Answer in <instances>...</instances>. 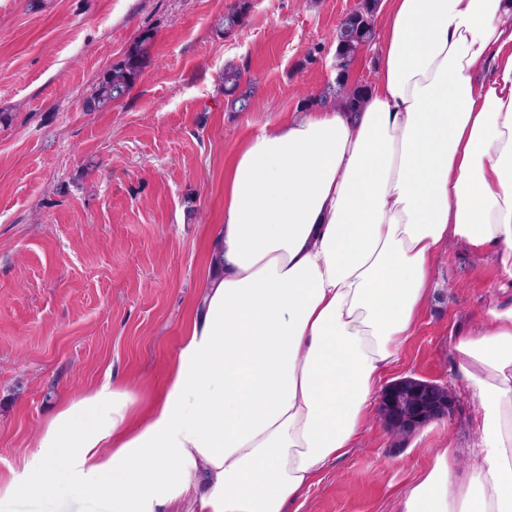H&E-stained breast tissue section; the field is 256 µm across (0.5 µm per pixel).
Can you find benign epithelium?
I'll list each match as a JSON object with an SVG mask.
<instances>
[{"label":"benign epithelium","instance_id":"1","mask_svg":"<svg viewBox=\"0 0 512 512\" xmlns=\"http://www.w3.org/2000/svg\"><path fill=\"white\" fill-rule=\"evenodd\" d=\"M448 387L414 377L391 382L382 392L379 415L387 430L396 435L412 434L435 418L450 413Z\"/></svg>","mask_w":512,"mask_h":512}]
</instances>
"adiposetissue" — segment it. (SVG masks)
<instances>
[{"label":"adipose tissue","instance_id":"adipose-tissue-1","mask_svg":"<svg viewBox=\"0 0 512 512\" xmlns=\"http://www.w3.org/2000/svg\"><path fill=\"white\" fill-rule=\"evenodd\" d=\"M358 111L284 114L224 167L199 297L161 388L62 395L11 497L107 512H288L361 436L455 242L497 292L458 332L477 404L400 512H512V0H384ZM58 497L68 505L71 512H105L101 505L84 497L79 489L62 486Z\"/></svg>","mask_w":512,"mask_h":512}]
</instances>
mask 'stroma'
<instances>
[{"instance_id": "stroma-1", "label": "stroma", "mask_w": 512, "mask_h": 512, "mask_svg": "<svg viewBox=\"0 0 512 512\" xmlns=\"http://www.w3.org/2000/svg\"><path fill=\"white\" fill-rule=\"evenodd\" d=\"M0 0V512H52L7 496L61 394L105 377L161 387L206 272L205 238L224 212V164L239 141L296 112L331 81L334 37L361 0ZM150 64L105 109L83 101L142 31ZM253 105L232 112L225 67ZM384 382L412 376L453 391L451 417L409 436L377 409L350 453L293 512H398L437 449L466 469L476 405L451 372L453 332L494 291L488 261L459 246Z\"/></svg>"}]
</instances>
